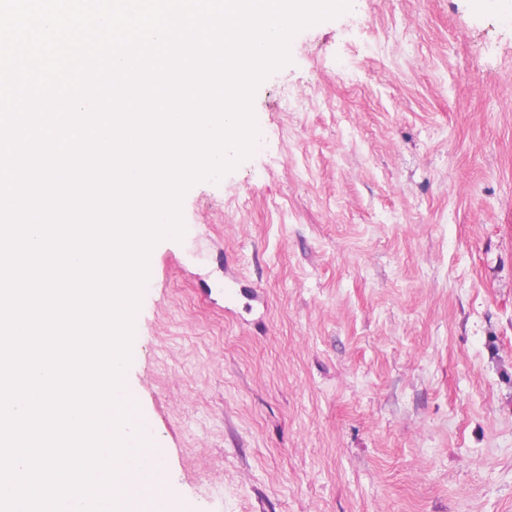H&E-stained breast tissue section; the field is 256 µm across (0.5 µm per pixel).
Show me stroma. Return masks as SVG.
<instances>
[{"mask_svg": "<svg viewBox=\"0 0 512 512\" xmlns=\"http://www.w3.org/2000/svg\"><path fill=\"white\" fill-rule=\"evenodd\" d=\"M289 56L150 252L132 437L180 512H512V0H351Z\"/></svg>", "mask_w": 512, "mask_h": 512, "instance_id": "obj_1", "label": "stroma"}]
</instances>
